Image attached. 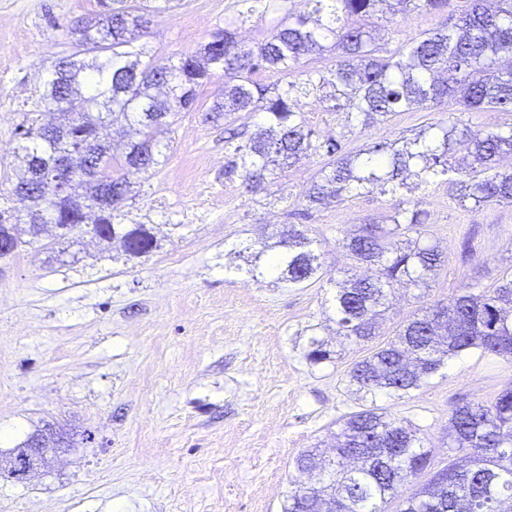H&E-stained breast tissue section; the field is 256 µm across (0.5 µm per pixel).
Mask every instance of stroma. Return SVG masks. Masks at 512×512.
I'll list each match as a JSON object with an SVG mask.
<instances>
[{"label": "stroma", "instance_id": "stroma-1", "mask_svg": "<svg viewBox=\"0 0 512 512\" xmlns=\"http://www.w3.org/2000/svg\"><path fill=\"white\" fill-rule=\"evenodd\" d=\"M468 0L447 10L410 11L380 28L396 47L452 23ZM97 0H0V209L10 205L13 148L20 113L32 110L64 48L53 34L94 16ZM275 19L246 15L239 0H182L153 16L143 41L161 58L194 53L225 22L247 45L260 43ZM224 88L215 73L197 109L178 113L170 147L154 174L133 179L125 223L152 229L157 246L127 255L79 234L54 251L22 246L0 258V451L30 434L61 438L48 464L27 483L0 470V512H283L298 472L296 457L329 440L336 422L375 405L412 424L434 448L435 468L449 454L448 412L456 400L488 401L512 385V362L471 350L404 397L357 392L348 372L369 346L339 347L329 278L362 276L342 248L345 233L384 222L395 200L349 194L303 217L305 196L325 154L316 153L251 194L224 176L226 129L249 139L261 119L247 112L203 120ZM298 106L316 141L356 151L411 136L428 124L472 131L512 128V112L469 111L455 103L401 112L384 124L345 127L314 97ZM430 215L429 243L448 256L424 298L400 288L381 326L394 336L419 308L459 294L467 284L495 287L512 270V205H460L446 184L412 190ZM309 230L323 280L292 286L245 267L253 252L289 225ZM332 357L307 360L311 339Z\"/></svg>", "mask_w": 512, "mask_h": 512}]
</instances>
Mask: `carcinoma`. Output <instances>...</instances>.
Wrapping results in <instances>:
<instances>
[{
    "mask_svg": "<svg viewBox=\"0 0 512 512\" xmlns=\"http://www.w3.org/2000/svg\"><path fill=\"white\" fill-rule=\"evenodd\" d=\"M102 10L78 32L63 37L76 51L56 59L35 104L21 113L16 126L14 157L30 172L25 193L12 184L19 215L35 224H57L65 231L34 233L21 245L41 243L45 250L79 232L81 208L93 206L95 192L86 182L81 192L46 197L48 167L65 154L95 168L117 204L99 214L98 223L128 240L124 251L146 255L156 241L145 224L119 222L122 204L131 198L130 177L153 172L163 163L171 130L169 117L196 110L198 89L217 71L224 72V93L204 120L216 122L232 112L262 114L268 132L244 144L225 143L231 152L226 174L238 176L247 192L265 190L267 176L296 164L320 148L333 160L319 171L306 195V210L342 199L343 194L377 190L402 195L408 181L429 186L447 183L459 203L473 209L512 204V171L499 161L512 155V129L474 133L467 127L432 124L401 142L375 141L352 154L339 141H313L314 131L295 101L314 90L333 88L328 112L344 114L350 127L383 124L399 112L452 100L472 111L512 112V67L498 66L512 58V0H471L451 27H440L403 41L394 49L376 44L369 19H389L411 10L436 11L449 0H309L311 11L285 13L255 47L238 39L236 29L212 36L196 53L177 62L161 60L139 40L152 17L174 7V0H98ZM336 51V63L322 71L305 64ZM259 70L296 73L284 85L261 86ZM58 112L59 132L39 123L42 110ZM124 121L136 139L120 146L106 141L108 123ZM429 215L398 199L390 223L363 224L342 238V247L360 264L374 270L365 278L336 281L334 307L338 335L355 345L372 342L379 320L392 305L394 284L406 283L427 292L447 256L425 242ZM306 230L291 226L273 268L278 278L302 285L320 279L319 256ZM469 350L512 360V273L495 288L466 285L448 299L422 307L386 343L356 361L350 383L371 395L402 397L419 389L446 361ZM307 359H331L327 344L310 342ZM448 449L464 454L468 466L449 463L432 471L433 448L418 429L368 407L340 419L335 458L310 448L295 460L309 476L288 492L284 512H388L387 504L402 498L397 512H512V386L490 403L461 399L448 418ZM425 483L404 494L416 479Z\"/></svg>",
    "mask_w": 512,
    "mask_h": 512,
    "instance_id": "cac0c4a2",
    "label": "carcinoma"
}]
</instances>
